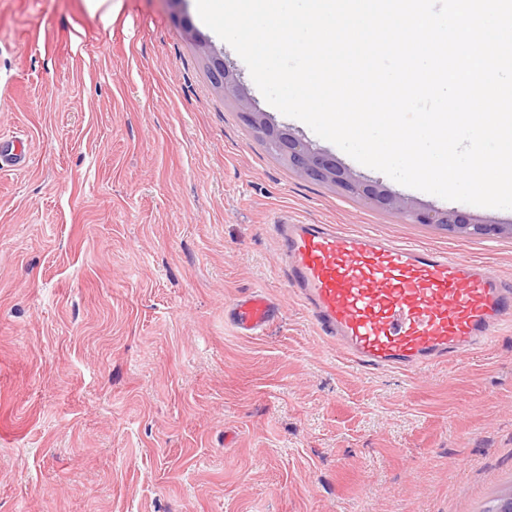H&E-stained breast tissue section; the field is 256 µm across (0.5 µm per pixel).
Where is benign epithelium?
Here are the masks:
<instances>
[{
    "instance_id": "1",
    "label": "benign epithelium",
    "mask_w": 512,
    "mask_h": 512,
    "mask_svg": "<svg viewBox=\"0 0 512 512\" xmlns=\"http://www.w3.org/2000/svg\"><path fill=\"white\" fill-rule=\"evenodd\" d=\"M198 47L206 56L208 69L215 84L224 91V96L234 98L241 115L255 129L261 140L276 156L285 160L288 166L299 175L331 183L359 198L370 201L376 207L403 214L414 224L446 225L460 235L478 234L480 237H500L504 234L512 238V224H478L459 210H416L399 194L388 190L376 182L361 181L352 177L340 167L336 160L313 151L308 144L295 137L289 130L271 124L266 115L251 106L245 97L233 71L224 59L211 50L203 41Z\"/></svg>"
}]
</instances>
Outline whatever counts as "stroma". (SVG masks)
<instances>
[{
    "mask_svg": "<svg viewBox=\"0 0 512 512\" xmlns=\"http://www.w3.org/2000/svg\"><path fill=\"white\" fill-rule=\"evenodd\" d=\"M419 209L263 97L196 0H0V512H483L512 488V330L367 370L279 274L269 224L371 232L512 280V238L413 224L269 155L207 74ZM279 309L240 335L232 305ZM27 145L20 139L6 142L1 148L0 144V163L11 167H22L27 161Z\"/></svg>",
    "mask_w": 512,
    "mask_h": 512,
    "instance_id": "stroma-1",
    "label": "stroma"
}]
</instances>
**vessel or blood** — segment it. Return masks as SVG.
<instances>
[{
	"instance_id": "obj_1",
	"label": "vessel or blood",
	"mask_w": 512,
	"mask_h": 512,
	"mask_svg": "<svg viewBox=\"0 0 512 512\" xmlns=\"http://www.w3.org/2000/svg\"><path fill=\"white\" fill-rule=\"evenodd\" d=\"M24 141L0 145V163L21 167ZM281 273L323 336L357 363L425 368L463 359L512 324V281L484 265L419 245L276 216ZM278 310L262 292L233 306L240 334L263 332Z\"/></svg>"
}]
</instances>
